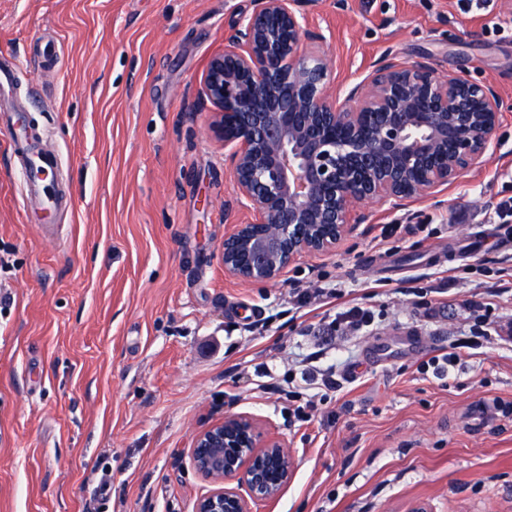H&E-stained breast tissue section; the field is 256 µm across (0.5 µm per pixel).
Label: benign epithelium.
<instances>
[{"mask_svg": "<svg viewBox=\"0 0 512 512\" xmlns=\"http://www.w3.org/2000/svg\"><path fill=\"white\" fill-rule=\"evenodd\" d=\"M305 3L252 0L197 78L236 186L220 261L245 282L277 281L300 258L334 251L365 202L424 197L498 147L497 90L427 60L388 54L336 97L326 36ZM240 208L254 219L237 221ZM188 456L210 485L194 512H260L296 468L284 440L242 413L198 432Z\"/></svg>", "mask_w": 512, "mask_h": 512, "instance_id": "7a95c632", "label": "benign epithelium"}]
</instances>
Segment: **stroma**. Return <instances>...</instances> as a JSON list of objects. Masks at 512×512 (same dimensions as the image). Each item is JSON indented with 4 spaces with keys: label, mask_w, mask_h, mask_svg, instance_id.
Instances as JSON below:
<instances>
[{
    "label": "stroma",
    "mask_w": 512,
    "mask_h": 512,
    "mask_svg": "<svg viewBox=\"0 0 512 512\" xmlns=\"http://www.w3.org/2000/svg\"><path fill=\"white\" fill-rule=\"evenodd\" d=\"M251 9L0 0L16 59L0 94V512H192L208 484L188 450L229 413L296 459L262 512H512V223L495 214L512 197V0H309L335 90L388 51L464 71L502 98L499 145L438 193L365 203L335 252L275 284L218 260L236 191L194 91ZM15 109L72 197L53 238L20 206ZM303 277L341 298L305 312L289 294ZM353 305L370 325L331 331ZM455 352L448 376L420 368Z\"/></svg>",
    "instance_id": "stroma-1"
}]
</instances>
